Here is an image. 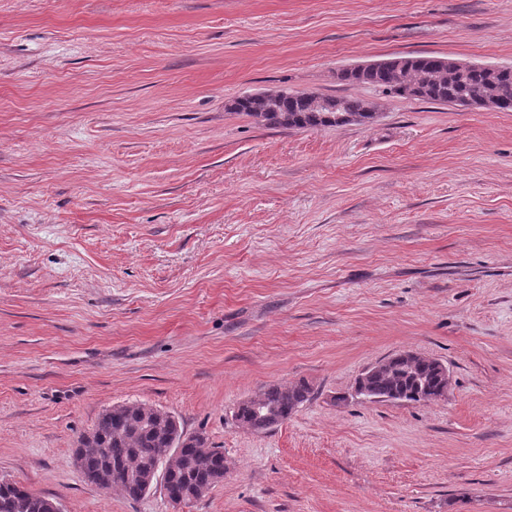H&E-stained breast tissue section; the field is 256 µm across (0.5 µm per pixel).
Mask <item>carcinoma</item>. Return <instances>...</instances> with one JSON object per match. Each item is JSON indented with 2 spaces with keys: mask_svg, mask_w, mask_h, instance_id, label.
<instances>
[{
  "mask_svg": "<svg viewBox=\"0 0 512 512\" xmlns=\"http://www.w3.org/2000/svg\"><path fill=\"white\" fill-rule=\"evenodd\" d=\"M442 67V58L436 55H404L363 70L342 68L336 79L373 86L401 98L461 106L479 103V93L488 90L495 96L498 110H512V67L450 68L448 77L440 79ZM331 101L354 123H370L376 117L363 99L333 97ZM233 111L266 126L310 129L341 125L335 120L338 112L314 111L300 92L284 93L264 112L254 111L252 96H244L236 99ZM370 387L378 395L408 402H421L441 391L440 380L425 361L405 358L394 359L386 372L372 376ZM310 394L305 382L273 384L256 396L255 404L239 408L235 419L251 431H266L288 420ZM73 456L88 483L105 491L117 489L128 499L146 494V486L137 475L155 468L165 470L172 492L197 499L221 483L228 468L224 453L209 446L208 439L184 433L175 416L145 403L103 411L92 428L81 435ZM44 504L45 497L17 482L0 485V512H43Z\"/></svg>",
  "mask_w": 512,
  "mask_h": 512,
  "instance_id": "cac0c4a2",
  "label": "carcinoma"
}]
</instances>
